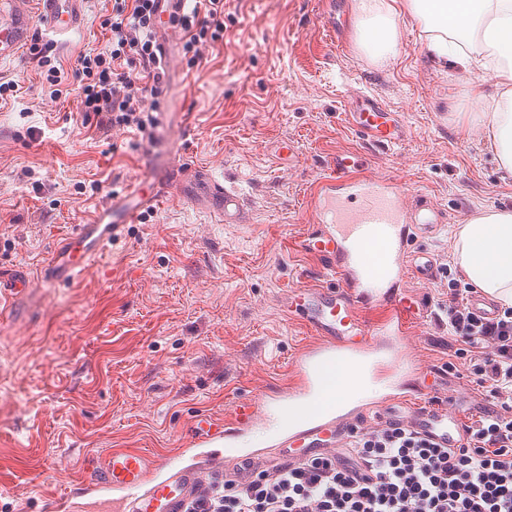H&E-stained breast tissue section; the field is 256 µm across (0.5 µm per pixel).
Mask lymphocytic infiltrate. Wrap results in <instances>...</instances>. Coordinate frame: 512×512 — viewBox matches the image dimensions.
<instances>
[{
    "label": "lymphocytic infiltrate",
    "mask_w": 512,
    "mask_h": 512,
    "mask_svg": "<svg viewBox=\"0 0 512 512\" xmlns=\"http://www.w3.org/2000/svg\"><path fill=\"white\" fill-rule=\"evenodd\" d=\"M156 0H114L100 26L103 48L80 55L73 76L53 42L29 52L52 98L76 97L98 130L153 136L165 91L155 39ZM183 51L196 65L224 38V0H202L181 18ZM437 325L468 346L492 408L467 425L458 448H443L400 422L353 425L335 451L277 465H252L245 478L211 480L188 512H512V307L487 320L468 306L469 288L449 280Z\"/></svg>",
    "instance_id": "obj_1"
}]
</instances>
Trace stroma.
Masks as SVG:
<instances>
[{
  "label": "stroma",
  "instance_id": "1",
  "mask_svg": "<svg viewBox=\"0 0 512 512\" xmlns=\"http://www.w3.org/2000/svg\"><path fill=\"white\" fill-rule=\"evenodd\" d=\"M111 11L112 0H87L84 29L55 37L65 72L104 46ZM395 20L398 52L380 65L355 42L331 43L322 0H224L223 42L199 65L178 54L168 68L151 144L131 129L99 133L76 99H50L28 51L0 62V80L20 86L0 105V268L40 274L75 225L175 157L247 202L243 224L174 198L152 204L73 284L39 283L0 315V512H46L66 493L60 472L78 477L109 449L175 453L196 414L224 415L233 399L288 380L310 341L282 305L317 265L294 245L307 189L326 160L361 147L343 120L348 88L379 96L407 129L370 173L400 175L448 211L449 224L412 249L454 262L465 224L512 210V178L464 117L491 75L439 64L422 23L403 10ZM283 140L296 146L293 165L274 153ZM409 336L415 359L438 371L432 401L485 397L446 328L429 318Z\"/></svg>",
  "mask_w": 512,
  "mask_h": 512
}]
</instances>
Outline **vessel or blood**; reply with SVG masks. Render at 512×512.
<instances>
[{
	"mask_svg": "<svg viewBox=\"0 0 512 512\" xmlns=\"http://www.w3.org/2000/svg\"><path fill=\"white\" fill-rule=\"evenodd\" d=\"M186 4L187 0H158V29L175 34L174 21ZM85 5L86 0H0V60L15 57L27 45L34 24L59 36L78 31ZM344 120L367 152L332 157L308 190V230L296 246L319 260L317 276L330 285L300 286L287 294L289 314L298 315L311 336L293 361L288 384L273 398L263 393L235 399L230 419L197 417L189 443L177 455L110 449L81 480L70 482L68 494L50 504V512H78L82 500L93 512H183L208 477L237 478L244 464L259 459L273 463L325 451L355 423L401 422L442 447L463 444L473 397L459 392L446 404L427 402V382L436 372L407 352L408 329L420 308L401 294L407 277L424 284L435 279L433 254L410 250L409 243L436 235L448 224V212L398 176L367 171L368 153L387 152L404 140L400 113L358 92L352 95ZM171 185L176 186L178 199L201 205L225 223H243L244 197L206 170L181 160L169 167L164 182L154 184L151 193L136 188L112 197L91 223L76 225L53 253L45 279L72 283L85 264L102 254ZM35 286L26 269L0 274V312ZM375 306L380 315L367 318L366 310ZM339 359L348 366L343 392L320 399L319 372ZM274 403L293 416L272 451L251 450L247 438L267 423Z\"/></svg>",
	"mask_w": 512,
	"mask_h": 512,
	"instance_id": "1",
	"label": "vessel or blood"
}]
</instances>
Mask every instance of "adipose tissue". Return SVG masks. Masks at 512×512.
Here are the masks:
<instances>
[{
	"label": "adipose tissue",
	"instance_id": "adipose-tissue-1",
	"mask_svg": "<svg viewBox=\"0 0 512 512\" xmlns=\"http://www.w3.org/2000/svg\"><path fill=\"white\" fill-rule=\"evenodd\" d=\"M429 34L428 50L462 72L493 70L496 92H473L467 121L484 129L505 176L512 177V0H404ZM392 0H357V44L373 60L397 53ZM455 256L473 284L512 305V212L486 213L466 224Z\"/></svg>",
	"mask_w": 512,
	"mask_h": 512
}]
</instances>
